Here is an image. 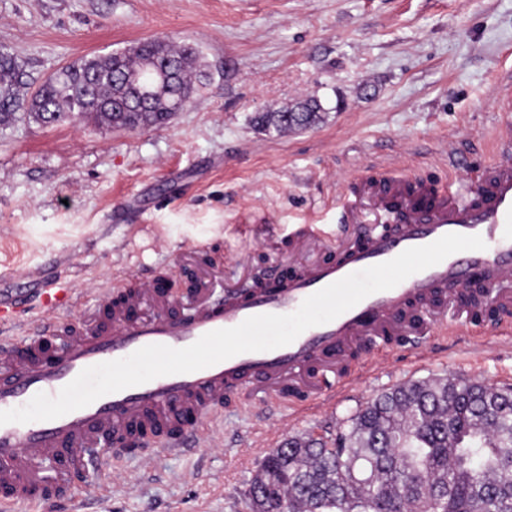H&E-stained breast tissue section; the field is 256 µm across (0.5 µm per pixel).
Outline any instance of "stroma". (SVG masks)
<instances>
[{
    "mask_svg": "<svg viewBox=\"0 0 512 512\" xmlns=\"http://www.w3.org/2000/svg\"><path fill=\"white\" fill-rule=\"evenodd\" d=\"M164 36L197 46L210 81L163 128L0 126V291L20 292L30 269L64 279L81 300L56 310L61 323L95 304L100 280L126 288L167 275L218 303L340 256L367 224L294 251L289 227L336 231L338 198L369 176L474 182L507 121L498 96L512 82V0H0V50L36 85ZM310 96L325 109L318 125L254 127ZM452 152L467 171L449 168ZM451 371L512 388V335L461 328L421 357L377 352L311 406L242 395L222 419L201 420V447L86 473L60 507L250 512L251 480L276 439L332 441L377 394Z\"/></svg>",
    "mask_w": 512,
    "mask_h": 512,
    "instance_id": "35a3bbf8",
    "label": "stroma"
}]
</instances>
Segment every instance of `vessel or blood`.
<instances>
[{
	"instance_id": "obj_1",
	"label": "vessel or blood",
	"mask_w": 512,
	"mask_h": 512,
	"mask_svg": "<svg viewBox=\"0 0 512 512\" xmlns=\"http://www.w3.org/2000/svg\"><path fill=\"white\" fill-rule=\"evenodd\" d=\"M363 204L379 218L399 215L398 230L367 233L361 245L340 258L303 267L286 279L272 277L267 287L219 304L202 299L191 312L176 314L151 286L117 298L103 286L83 323L61 328L47 317L23 335L19 323L1 321L0 411L24 406L40 392L56 396L84 368L127 357L141 347L184 348L251 316L293 313L329 284L446 234L477 235L486 244L482 250L454 253L392 289L367 296L334 320L306 329L287 346L161 376L54 420L0 425V512H11L18 502L36 503L40 512H58V497L42 487L43 460L75 480L99 468L95 449L108 437L121 443L110 452V461L135 451L152 459L150 449L133 438L142 426L159 432L167 453L181 454L195 440L185 417H220L229 394L259 391L281 402L307 403L345 384L343 364L351 352L369 354L383 346L393 352L407 346L424 351L449 333L451 323L476 332L486 326L480 316L483 308L512 305L511 127L500 130L498 152L486 162L473 189L461 193L419 181L367 180L359 202L342 204L343 219L356 218ZM74 294L57 279L37 290L45 310L73 300ZM147 302L154 313L144 318L139 309Z\"/></svg>"
}]
</instances>
